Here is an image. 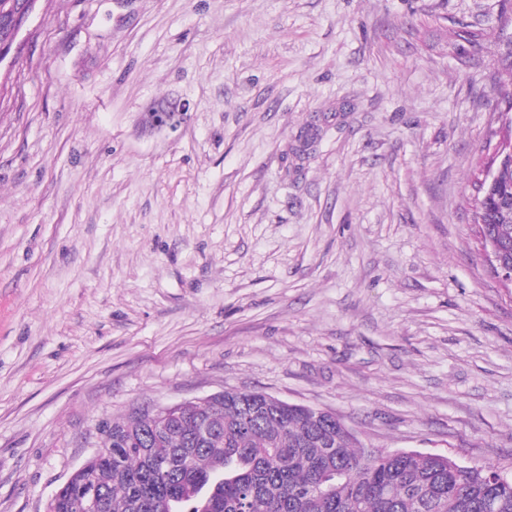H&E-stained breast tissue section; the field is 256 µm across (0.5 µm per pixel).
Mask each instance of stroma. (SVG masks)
Instances as JSON below:
<instances>
[{
    "mask_svg": "<svg viewBox=\"0 0 512 512\" xmlns=\"http://www.w3.org/2000/svg\"><path fill=\"white\" fill-rule=\"evenodd\" d=\"M18 41L0 512H45L100 421L226 389L512 475V288L473 211L512 0H38Z\"/></svg>",
    "mask_w": 512,
    "mask_h": 512,
    "instance_id": "1",
    "label": "stroma"
}]
</instances>
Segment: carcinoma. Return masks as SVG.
<instances>
[{
	"label": "carcinoma",
	"mask_w": 512,
	"mask_h": 512,
	"mask_svg": "<svg viewBox=\"0 0 512 512\" xmlns=\"http://www.w3.org/2000/svg\"><path fill=\"white\" fill-rule=\"evenodd\" d=\"M478 220L512 247V208L479 207ZM199 405L171 417L162 443L148 412L105 422V452L61 486L53 512H78L94 488L95 512H512V478L448 456L367 451L336 416L267 408L229 391L210 415L215 440L192 446Z\"/></svg>",
	"instance_id": "1"
}]
</instances>
